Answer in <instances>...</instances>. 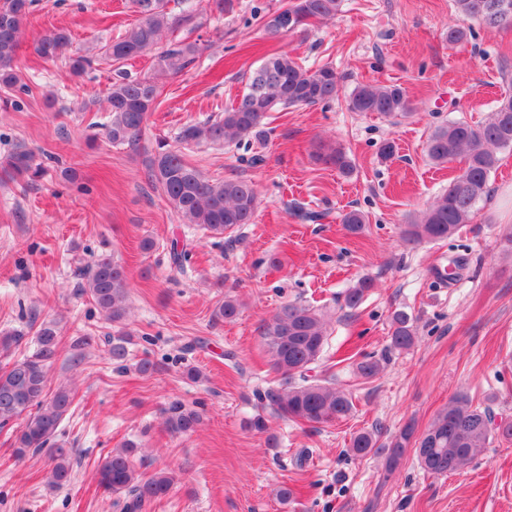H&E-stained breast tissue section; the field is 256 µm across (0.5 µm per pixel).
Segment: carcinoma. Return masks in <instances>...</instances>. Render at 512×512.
<instances>
[{
	"label": "carcinoma",
	"instance_id": "cac0c4a2",
	"mask_svg": "<svg viewBox=\"0 0 512 512\" xmlns=\"http://www.w3.org/2000/svg\"><path fill=\"white\" fill-rule=\"evenodd\" d=\"M459 14L475 19L487 28L512 26V0H455ZM32 0H0V85L18 94L29 93L14 69L23 44V22ZM139 20L117 40L104 46L103 57L116 65L106 103L112 119L105 126V138L116 146L132 151L142 148L143 131L155 108L157 87L148 79L128 76L119 65L151 51L160 43L163 32L171 27L167 0H134ZM341 0H288L274 11H253L263 36L275 40L285 33L302 29L310 19L326 21L336 16ZM70 44L69 34L55 30L41 38L34 53L43 59L63 55ZM197 43L178 42L158 55V70L177 75L200 53ZM341 92L336 69L326 63L317 68L299 64L286 53L272 54L250 71L244 93L224 112L205 121L184 125L179 133L186 145L218 147L240 146L268 137L263 120L278 108L327 104ZM351 111L397 119L411 115L416 104L398 85L359 84L348 97ZM512 149V95H506L494 112L478 124L462 120L438 126L432 133L427 153L436 165L462 159L463 166L448 181V189L437 196L419 215L404 225L402 238L410 243L447 240L462 225L470 223L478 204L488 194L489 180L499 167L498 151ZM317 157L326 165L348 176L353 163L344 148L324 145ZM16 175L35 177L31 155L19 150L8 162ZM146 174L151 184L166 197L179 220L195 224L210 236L222 238L243 225L252 223L257 206V191L252 181L242 178L207 179L189 164L181 151L163 141L150 151ZM351 234L361 233L366 216L351 210L341 218ZM78 288L89 295L104 318L121 325L128 312L129 283L124 268L110 257H101L78 273ZM375 287L369 277L359 279L344 298V306L354 310ZM240 303L224 295L214 316L233 321ZM390 347L407 351L416 343L415 319L403 309L391 314ZM24 333L0 332V357L20 345ZM261 344L280 382L257 393L261 412L251 422L259 433L268 431V418H287L312 426H325L347 418L354 405L349 392L336 387L330 379H310L309 372L328 345L326 314L311 305L290 301L279 307L260 327ZM107 353L118 361L126 357L121 336H107ZM58 356L55 326L45 324L38 331L37 349L21 360L0 367V429L19 420L15 434V454L48 456L47 478L53 487L67 484L71 478V451L58 442L59 427L70 411L74 395L66 385L47 391V367ZM384 369L373 358L356 363V375L366 381L378 377ZM495 399L474 403L467 394L453 395L448 407L439 413L429 428L415 436L412 425H405L390 442L381 444L372 431L355 434L348 452L356 456L385 454L387 465H397L405 448L414 445L421 468L434 476L463 469L480 458L496 438H512V421L500 419L494 411ZM163 426L170 433L192 432L201 422L198 411L179 401L169 403L162 412ZM139 446L133 441L114 448L97 466V478L103 491L123 502V512H141L144 504L169 495L176 472L163 468L149 476L139 472L134 458Z\"/></svg>",
	"mask_w": 512,
	"mask_h": 512
}]
</instances>
